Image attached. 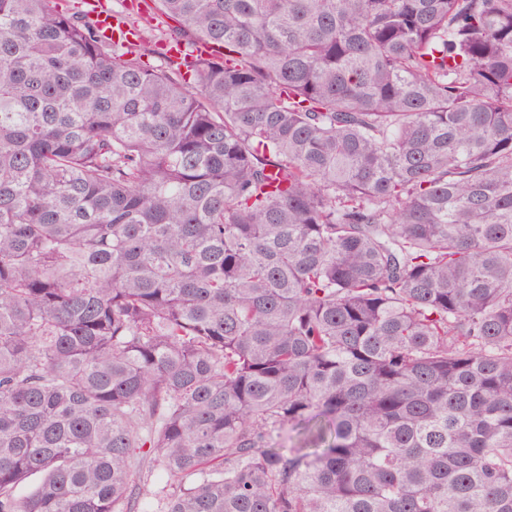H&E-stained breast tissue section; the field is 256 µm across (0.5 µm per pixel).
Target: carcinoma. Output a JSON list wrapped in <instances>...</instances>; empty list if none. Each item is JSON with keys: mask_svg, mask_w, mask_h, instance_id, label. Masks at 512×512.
<instances>
[{"mask_svg": "<svg viewBox=\"0 0 512 512\" xmlns=\"http://www.w3.org/2000/svg\"><path fill=\"white\" fill-rule=\"evenodd\" d=\"M149 18L0 0V512H512V0Z\"/></svg>", "mask_w": 512, "mask_h": 512, "instance_id": "1", "label": "carcinoma"}]
</instances>
